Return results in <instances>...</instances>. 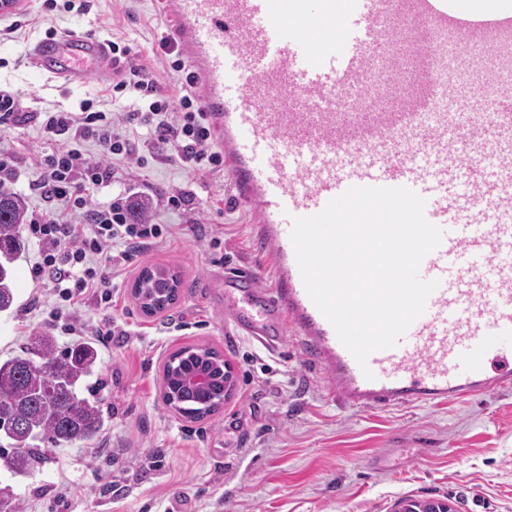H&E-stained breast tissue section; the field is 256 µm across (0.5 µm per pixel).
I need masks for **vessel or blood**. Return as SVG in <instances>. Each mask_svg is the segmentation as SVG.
Wrapping results in <instances>:
<instances>
[{
  "label": "vessel or blood",
  "instance_id": "1",
  "mask_svg": "<svg viewBox=\"0 0 512 512\" xmlns=\"http://www.w3.org/2000/svg\"><path fill=\"white\" fill-rule=\"evenodd\" d=\"M171 39L198 80L238 198L256 212L271 284L224 274V313L267 349L296 337L345 405L395 408L512 386V112L474 92L449 122L448 31L477 41L512 21H471L448 0H167ZM440 62L425 77L424 53ZM35 69L70 84L115 77L106 43L40 41ZM407 187L443 231L422 260L437 281L397 346L359 366L308 296L293 221L352 187Z\"/></svg>",
  "mask_w": 512,
  "mask_h": 512
}]
</instances>
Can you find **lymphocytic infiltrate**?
<instances>
[{
    "label": "lymphocytic infiltrate",
    "mask_w": 512,
    "mask_h": 512,
    "mask_svg": "<svg viewBox=\"0 0 512 512\" xmlns=\"http://www.w3.org/2000/svg\"><path fill=\"white\" fill-rule=\"evenodd\" d=\"M119 76L112 89L126 96L125 111L103 112L83 103L79 111L23 109L18 91L0 87V131L34 123L50 150L37 165L43 171L34 191L45 200V208L31 212L24 226L26 237L38 250L33 266L36 280L53 289L61 307L89 299L107 303L104 269L112 258L129 260L135 253L162 241L167 229L152 217H136L131 191L113 196L107 205L94 204L93 196L112 184V161L130 156L133 140L125 126L134 122L145 128L149 140L162 144L172 157L190 169L220 172L224 157L213 151L211 128L185 77L186 65L175 56L168 37H160L157 53L171 57L170 67L182 73L180 95H162L157 79L144 64L129 61L131 48L110 42ZM83 141H93L103 150L94 158L79 150ZM118 256H111L112 247Z\"/></svg>",
    "instance_id": "f902f5d3"
}]
</instances>
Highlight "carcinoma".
Instances as JSON below:
<instances>
[{
    "mask_svg": "<svg viewBox=\"0 0 512 512\" xmlns=\"http://www.w3.org/2000/svg\"><path fill=\"white\" fill-rule=\"evenodd\" d=\"M26 202L18 194L0 189V312L16 302L14 263L26 248L22 225ZM180 278L165 270L144 268L134 298L147 315L161 313L179 297ZM99 367L92 341L60 346L49 332L32 337L20 353L0 360V472L25 476L45 460L41 445L54 448L89 442L104 425V407L97 397L80 393L83 382ZM221 354L208 347H183L167 360L163 371V397L179 414L193 421L219 412L229 382ZM208 371L213 376L207 391L177 390L183 374ZM0 512H24L21 499L10 486H0Z\"/></svg>",
    "mask_w": 512,
    "mask_h": 512,
    "instance_id": "carcinoma-1",
    "label": "carcinoma"
}]
</instances>
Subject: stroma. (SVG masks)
<instances>
[{
	"label": "stroma",
	"mask_w": 512,
	"mask_h": 512,
	"mask_svg": "<svg viewBox=\"0 0 512 512\" xmlns=\"http://www.w3.org/2000/svg\"><path fill=\"white\" fill-rule=\"evenodd\" d=\"M42 4L15 0L14 14L27 17L16 32L0 20V85L17 90L24 106L75 111L90 100L95 109H112L106 81L92 76L66 86L36 75L30 52L51 25L122 38L152 69L162 94L178 97L177 76L152 54L157 33L173 24L164 0H89L84 15H47ZM448 44L459 60L451 84L490 88L512 76V53L483 67L480 53L462 52L456 32ZM1 145L16 157L11 192L29 210L42 208L30 186L40 175L33 158L48 150L47 141L26 124L0 135ZM113 169L112 187L94 202L103 206L115 191L138 188L155 222L172 234L112 274L111 305L70 307V319L124 333L99 349V394L112 415L97 440L51 449L34 476L12 479L25 512H398L414 501L445 502L452 512H512V388L395 409L344 406L295 337L270 351L236 334L224 316L225 271L260 269L263 252L253 240L254 211L236 197L232 173L191 170L139 136L130 158ZM176 187L189 191V210L166 207ZM36 259L30 243L15 263L16 304L0 313L1 360L52 327V303L33 300ZM146 266L182 279L177 302L151 316L132 295ZM186 346L215 348L234 377L223 408L199 421L162 398L164 364Z\"/></svg>",
	"instance_id": "1"
}]
</instances>
